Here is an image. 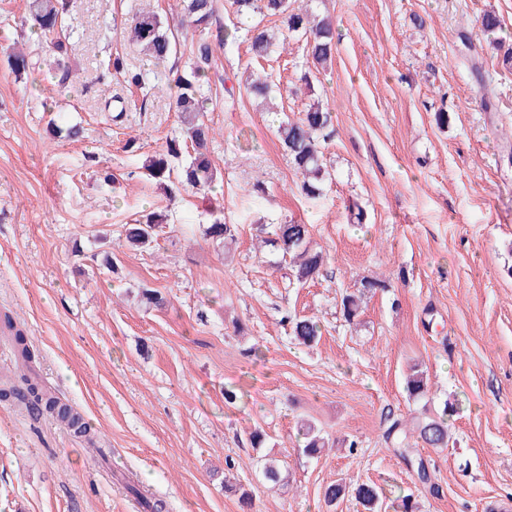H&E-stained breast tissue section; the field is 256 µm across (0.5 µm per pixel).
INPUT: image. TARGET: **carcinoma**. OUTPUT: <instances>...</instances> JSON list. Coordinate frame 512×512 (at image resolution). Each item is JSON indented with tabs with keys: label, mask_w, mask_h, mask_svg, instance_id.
I'll list each match as a JSON object with an SVG mask.
<instances>
[{
	"label": "carcinoma",
	"mask_w": 512,
	"mask_h": 512,
	"mask_svg": "<svg viewBox=\"0 0 512 512\" xmlns=\"http://www.w3.org/2000/svg\"><path fill=\"white\" fill-rule=\"evenodd\" d=\"M69 0H29L28 14L32 27L40 33L53 37L50 50L54 57L57 70L58 84L70 82L71 69L66 61L67 48L61 34L64 33L65 16ZM180 26L195 30H206L217 22L214 0H180ZM234 12L239 17H250L254 13H265L269 16L283 18L285 30L275 35L268 29L255 25L249 37L250 48L257 57L267 55L274 41H280V47L286 48L288 40L295 34L310 35L308 56L312 67L324 69L331 64L333 49L336 44V28L327 18L316 19L308 10L292 7V0H232ZM130 39L141 46L151 58L157 70L149 75L140 70L127 67L124 57L120 54L109 59L107 73L116 72L124 75L126 82L139 89L151 84L164 87L170 96L171 105L180 119V127L175 135L165 142L159 152L148 157L143 163L145 175L165 186L169 193L181 188H192L203 191L216 181L217 170L213 167L209 142L213 128L207 123V101L204 93L205 78L210 67L213 49L210 43L201 42L197 45L194 59L184 67L172 65L167 71H160L174 52L168 28L159 13L143 9L137 12L128 23ZM32 55L23 50H17L8 55L10 69L21 76L33 67ZM331 124V113L322 103L309 105L307 111L296 121L280 124L277 129L279 140L294 170L302 176L301 190L309 198L315 199L321 195L322 184L330 176L318 150V139L324 136ZM190 150L193 155L190 161L181 168H175V161L182 153ZM162 218L154 213L146 214L124 229L125 243L131 248H144L151 244L158 224ZM235 228L215 219L207 225L203 234L205 237L222 243L233 239ZM310 226L307 224H275L269 235L261 239V243L269 246L281 256L289 260V265L295 280L305 283L318 277L325 263L320 252H313L308 246ZM387 288L382 280H366L362 283L360 294H348L342 298V315L349 324L355 323L361 312L362 297L374 294ZM290 330L294 339L306 346L313 345L320 335L318 323L306 317L289 318ZM0 325L11 334L18 360L25 367V372L18 375V382H9L0 388V403H8L25 408L35 420L42 416H52L66 422L98 455L105 452L99 448L89 425L73 413L72 408L60 403L57 397L49 392L42 384L34 370L35 352L28 336L18 327L15 319L8 312L0 315ZM406 392L409 397L419 399L428 392L426 373L417 365L409 369L406 376ZM454 412L449 405L433 416H424L412 424L395 420L388 429V437L400 445L398 451L404 457L410 455L413 449L405 446L408 435L416 436V441L431 448L448 447V414ZM298 435L304 439L303 451L309 457L319 456L328 447V441L321 435L315 423L304 420L298 425ZM264 480L272 486H281L288 480V474L283 470L276 458H265L262 463ZM224 490L239 497L242 506L252 507L251 493L241 484L224 478ZM353 493L365 512H378L380 508V492L376 485L361 483L354 487L344 482L332 483L323 490L325 502L332 506L345 498L347 493Z\"/></svg>",
	"instance_id": "cac0c4a2"
}]
</instances>
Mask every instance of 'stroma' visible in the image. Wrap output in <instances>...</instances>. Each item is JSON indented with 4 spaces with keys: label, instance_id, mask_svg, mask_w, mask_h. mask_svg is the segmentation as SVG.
Instances as JSON below:
<instances>
[{
    "label": "stroma",
    "instance_id": "35a3bbf8",
    "mask_svg": "<svg viewBox=\"0 0 512 512\" xmlns=\"http://www.w3.org/2000/svg\"><path fill=\"white\" fill-rule=\"evenodd\" d=\"M142 7L180 9L71 0L75 76L62 88L45 55L11 72L14 44L36 50L44 38L27 0H0V310L23 326L43 382L108 450L99 457L65 426L0 403V512H143L139 490L166 512H240L224 491L229 471L255 512H364L350 495L325 506L324 487L340 479L380 487L382 512H400L407 494L418 512L512 502V69L502 65L512 0H309L339 34L319 73L306 72L302 40L265 58L242 37L215 49L207 117L219 177L174 195L141 171L179 127L167 95L119 75L83 86L115 53L152 70L123 35ZM487 11L502 20L492 38L480 27ZM253 71L279 88L274 110L248 94ZM483 81L494 91L487 106ZM317 100L332 114L320 143L331 177L309 199L277 127ZM52 118L81 126V137H53ZM354 203L364 222L351 220ZM149 212L162 215L160 231L150 247L129 248L125 225ZM217 216L235 227L221 247L202 234ZM290 221L309 225L325 257L304 284L259 251L258 225ZM102 250L112 268L93 261ZM373 277L386 289L348 325L343 296ZM143 288L168 307L145 308ZM295 316L318 320L315 346L293 339ZM415 363L431 385L417 401L403 390ZM229 386L241 402L225 403ZM446 401L459 406L447 447L402 458L386 438L391 420ZM303 419L334 447L304 455ZM256 426L267 434L261 452L248 441ZM263 454L284 460L288 487L261 479ZM419 458L431 487L417 480Z\"/></svg>",
    "mask_w": 512,
    "mask_h": 512
}]
</instances>
